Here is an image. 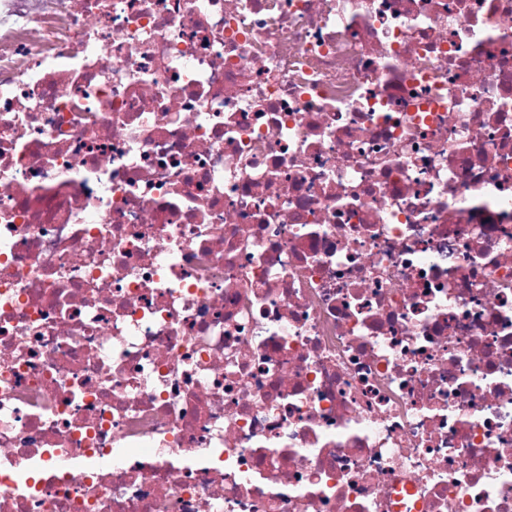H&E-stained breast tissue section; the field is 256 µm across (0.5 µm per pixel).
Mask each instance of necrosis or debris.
Returning a JSON list of instances; mask_svg holds the SVG:
<instances>
[{
	"instance_id": "obj_1",
	"label": "necrosis or debris",
	"mask_w": 512,
	"mask_h": 512,
	"mask_svg": "<svg viewBox=\"0 0 512 512\" xmlns=\"http://www.w3.org/2000/svg\"><path fill=\"white\" fill-rule=\"evenodd\" d=\"M0 3V512H512V0Z\"/></svg>"
}]
</instances>
